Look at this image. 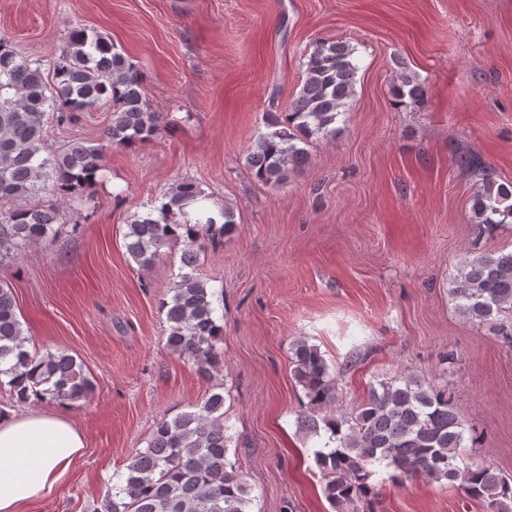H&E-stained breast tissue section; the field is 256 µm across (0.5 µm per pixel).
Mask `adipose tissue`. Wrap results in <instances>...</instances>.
Segmentation results:
<instances>
[{
    "mask_svg": "<svg viewBox=\"0 0 512 512\" xmlns=\"http://www.w3.org/2000/svg\"><path fill=\"white\" fill-rule=\"evenodd\" d=\"M70 421L42 412L0 420V512H21L50 492L83 455Z\"/></svg>",
    "mask_w": 512,
    "mask_h": 512,
    "instance_id": "obj_1",
    "label": "adipose tissue"
}]
</instances>
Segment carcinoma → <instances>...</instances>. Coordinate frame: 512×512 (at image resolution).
<instances>
[{"label": "carcinoma", "mask_w": 512, "mask_h": 512, "mask_svg": "<svg viewBox=\"0 0 512 512\" xmlns=\"http://www.w3.org/2000/svg\"><path fill=\"white\" fill-rule=\"evenodd\" d=\"M356 48L346 41L316 42L305 62L298 94L283 112H270L269 132L259 135L245 156L255 178L278 187L310 162L305 144L336 135L355 92ZM390 93L395 104L419 105L426 88L404 73ZM112 106L102 142H75L51 150L44 139L49 112L68 124L82 112ZM162 117L147 99L137 66L112 41L84 27L68 35L52 76L0 38V201L30 204L0 210V257L56 235L59 210L38 203L45 193L81 198L90 193L103 169L106 151L153 139ZM476 182L471 210L477 224H512V184L500 183L476 155L459 158ZM207 195L183 181L164 201L127 225L124 246L140 267L152 266L162 249L183 241L179 273L171 297L162 302L167 348L192 361L202 377L223 366V329L215 318L214 293L198 273L201 240L215 242L236 228L233 208L208 212ZM458 312L483 324L495 323L512 345V251L468 256L450 290ZM293 373L307 405L320 410L335 401L333 377L325 358L304 339L291 346ZM25 404L31 398L65 406L92 392V380L64 351H30L11 289L0 284V387ZM301 428L319 439L314 458L324 476V494L335 512H354L375 495L374 467L405 478L424 476L458 484L486 512H512V479L480 465L460 466L464 423L445 390L414 375L380 380L368 398L347 417L307 416ZM230 436L224 426V396L212 393L194 410L157 423L147 446L136 451L105 495L101 512H251L245 476L227 460Z\"/></svg>", "instance_id": "obj_1"}]
</instances>
